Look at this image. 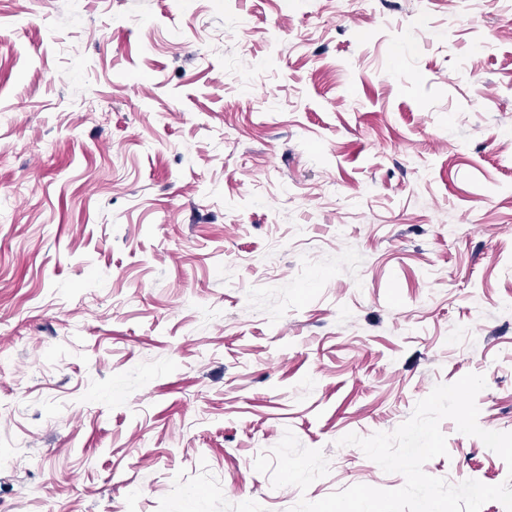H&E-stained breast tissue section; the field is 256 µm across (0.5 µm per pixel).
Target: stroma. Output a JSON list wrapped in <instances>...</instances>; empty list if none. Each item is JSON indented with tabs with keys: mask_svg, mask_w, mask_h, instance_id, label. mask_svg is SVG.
<instances>
[{
	"mask_svg": "<svg viewBox=\"0 0 512 512\" xmlns=\"http://www.w3.org/2000/svg\"><path fill=\"white\" fill-rule=\"evenodd\" d=\"M469 373L512 432V0H0V512L397 489L340 438Z\"/></svg>",
	"mask_w": 512,
	"mask_h": 512,
	"instance_id": "stroma-1",
	"label": "stroma"
}]
</instances>
